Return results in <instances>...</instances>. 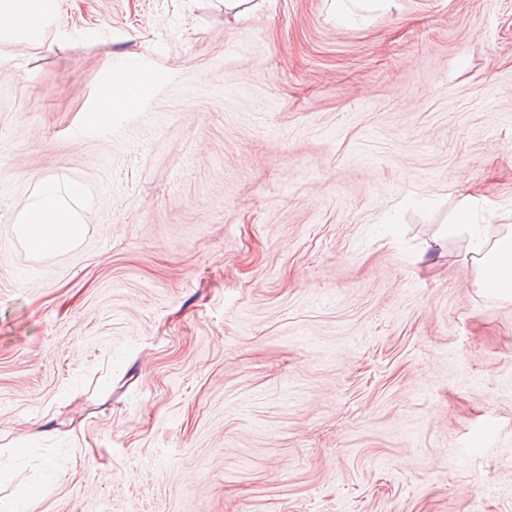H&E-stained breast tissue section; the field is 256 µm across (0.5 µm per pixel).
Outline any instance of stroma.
Here are the masks:
<instances>
[{
	"label": "stroma",
	"mask_w": 512,
	"mask_h": 512,
	"mask_svg": "<svg viewBox=\"0 0 512 512\" xmlns=\"http://www.w3.org/2000/svg\"><path fill=\"white\" fill-rule=\"evenodd\" d=\"M481 181L502 223L512 0H60L0 43V499L512 512V299L431 247ZM14 224L37 253L64 249L81 233L80 219L51 185H47L39 198L17 216Z\"/></svg>",
	"instance_id": "1"
}]
</instances>
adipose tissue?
Wrapping results in <instances>:
<instances>
[{"mask_svg": "<svg viewBox=\"0 0 512 512\" xmlns=\"http://www.w3.org/2000/svg\"><path fill=\"white\" fill-rule=\"evenodd\" d=\"M57 4L58 0H0V41L38 42ZM491 204L484 195H468L464 208L443 225L438 238L466 237L467 252L477 265L474 287L512 298V225H503L493 235L488 225L477 221L478 213ZM16 224L37 253L66 248L81 233L79 218L50 186L17 216Z\"/></svg>", "mask_w": 512, "mask_h": 512, "instance_id": "adipose-tissue-1", "label": "adipose tissue"}]
</instances>
